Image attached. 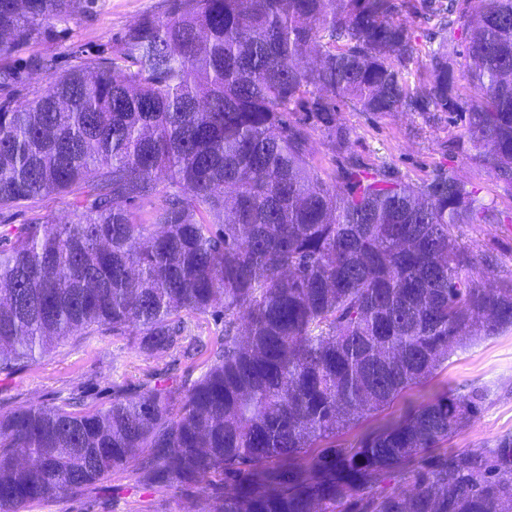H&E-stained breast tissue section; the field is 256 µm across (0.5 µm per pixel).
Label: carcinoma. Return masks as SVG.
Wrapping results in <instances>:
<instances>
[{
    "mask_svg": "<svg viewBox=\"0 0 512 512\" xmlns=\"http://www.w3.org/2000/svg\"><path fill=\"white\" fill-rule=\"evenodd\" d=\"M92 3L0 0V55ZM340 103L464 111L448 147L512 185V0H166L111 56L0 100V208L88 187L69 222L0 234V373L95 328L204 367L100 409L0 414V512L128 466L196 489L197 512H512V433L429 453L482 410L478 391L336 447L456 349L512 329V288L453 236L497 212L445 172L411 183L351 153L329 182L311 137L345 146ZM192 313L223 327L195 340Z\"/></svg>",
    "mask_w": 512,
    "mask_h": 512,
    "instance_id": "obj_1",
    "label": "carcinoma"
}]
</instances>
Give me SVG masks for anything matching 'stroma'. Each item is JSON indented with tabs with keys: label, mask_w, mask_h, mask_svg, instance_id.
Returning <instances> with one entry per match:
<instances>
[{
	"label": "stroma",
	"mask_w": 512,
	"mask_h": 512,
	"mask_svg": "<svg viewBox=\"0 0 512 512\" xmlns=\"http://www.w3.org/2000/svg\"><path fill=\"white\" fill-rule=\"evenodd\" d=\"M160 5L161 0H95L92 8L63 31H50L19 52L0 57V67L12 66L22 72L11 96L18 101L31 98L33 92L46 88L50 75L110 55L113 40L144 16L158 13ZM336 122L347 131L349 150L366 162L392 166L412 183L440 171L455 175L482 202L496 211L512 213V186L477 166L465 153L449 150V138L464 130L459 115L439 112L430 120L414 112L376 115L343 105ZM81 195L77 188L2 208L0 225L24 224L41 215L64 223ZM454 237L461 247L487 260V275L494 286L512 284V222L460 224ZM156 373L170 384L198 376L197 371L176 363L174 355L142 351L137 336L84 332L55 343L27 366L0 375V412L57 405L74 393L84 395L87 408L97 409L108 406L115 387L135 388ZM474 388L485 393L483 408L448 441V449L482 448L499 435L512 433V331L457 349L435 375L390 406L361 418L337 437L336 444L351 446L360 436L391 426L436 397ZM197 498L193 489L143 488L136 470L129 467L107 474L81 495L32 503L28 512H182L185 505H196Z\"/></svg>",
	"instance_id": "stroma-1"
}]
</instances>
